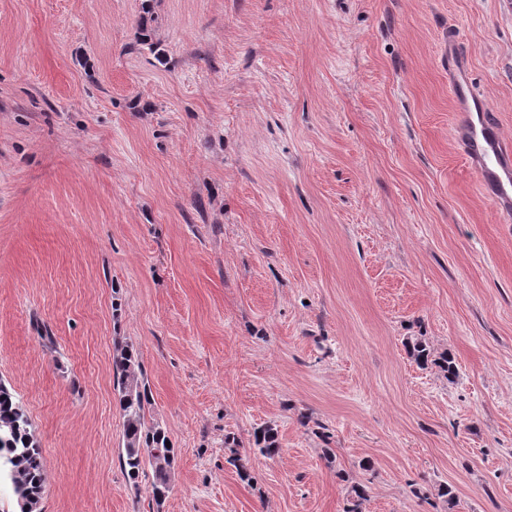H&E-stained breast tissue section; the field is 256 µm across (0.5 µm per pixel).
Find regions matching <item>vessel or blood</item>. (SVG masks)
I'll use <instances>...</instances> for the list:
<instances>
[{"label": "vessel or blood", "instance_id": "vessel-or-blood-1", "mask_svg": "<svg viewBox=\"0 0 512 512\" xmlns=\"http://www.w3.org/2000/svg\"><path fill=\"white\" fill-rule=\"evenodd\" d=\"M449 82L465 127L463 148L493 200L512 205V150L504 145L486 103L472 95L466 78L450 74Z\"/></svg>", "mask_w": 512, "mask_h": 512}]
</instances>
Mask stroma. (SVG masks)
I'll use <instances>...</instances> for the list:
<instances>
[{
  "mask_svg": "<svg viewBox=\"0 0 512 512\" xmlns=\"http://www.w3.org/2000/svg\"><path fill=\"white\" fill-rule=\"evenodd\" d=\"M450 42L512 144V0H0V382L38 512H512V215ZM117 338L175 450L160 502L122 466ZM449 82L458 111L456 115L464 121L465 153L493 200L512 205V151L502 142L486 103L470 92L466 76L459 78L455 72L450 73ZM405 346L409 356L421 367L433 364L440 367L447 374L448 379L456 376V365L453 359L448 355H443L439 359H431V350L422 339L417 338L414 341H407ZM4 449L5 456L1 453ZM46 480L42 450L27 412L0 382V486L2 482L10 486L17 508V499L22 497L27 500V512H35Z\"/></svg>",
  "mask_w": 512,
  "mask_h": 512,
  "instance_id": "1",
  "label": "stroma"
}]
</instances>
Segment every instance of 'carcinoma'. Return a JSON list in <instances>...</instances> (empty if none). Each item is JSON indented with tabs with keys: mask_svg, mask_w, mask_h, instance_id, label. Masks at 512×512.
<instances>
[{
	"mask_svg": "<svg viewBox=\"0 0 512 512\" xmlns=\"http://www.w3.org/2000/svg\"><path fill=\"white\" fill-rule=\"evenodd\" d=\"M405 346L418 365L426 367L433 364L448 377L456 376L453 359L448 355L431 358V350L425 341L417 338L406 342ZM112 377L123 417L121 459L127 475L136 480L140 472L150 468L153 474L152 494L155 500L160 501L171 488L174 450L160 426L147 424L149 391L140 363L130 347L116 344ZM256 443L266 456L271 457L279 451L275 434L270 429L261 431ZM46 480L42 450L32 433L27 412L11 389L0 382V483L10 486L14 498L26 499L29 512H36Z\"/></svg>",
	"mask_w": 512,
	"mask_h": 512,
	"instance_id": "obj_1",
	"label": "carcinoma"
}]
</instances>
